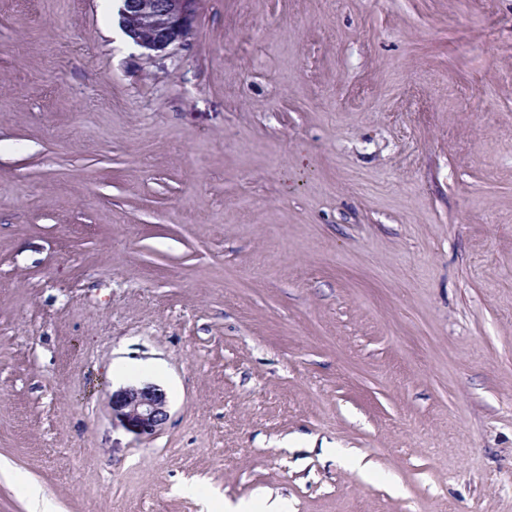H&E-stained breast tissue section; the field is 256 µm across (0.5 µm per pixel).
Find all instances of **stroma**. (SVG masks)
Here are the masks:
<instances>
[{
	"mask_svg": "<svg viewBox=\"0 0 512 512\" xmlns=\"http://www.w3.org/2000/svg\"><path fill=\"white\" fill-rule=\"evenodd\" d=\"M114 9L0 0V512H512V0ZM200 0H117L116 23L128 42L147 53L187 44ZM112 422L137 439H149L169 420L166 392L153 383L132 384L113 391L109 398Z\"/></svg>",
	"mask_w": 512,
	"mask_h": 512,
	"instance_id": "obj_1",
	"label": "stroma"
}]
</instances>
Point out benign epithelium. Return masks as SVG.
I'll return each instance as SVG.
<instances>
[{"instance_id":"benign-epithelium-1","label":"benign epithelium","mask_w":512,"mask_h":512,"mask_svg":"<svg viewBox=\"0 0 512 512\" xmlns=\"http://www.w3.org/2000/svg\"><path fill=\"white\" fill-rule=\"evenodd\" d=\"M199 0H117L116 23L128 42L147 53H167L187 44ZM112 422L137 439H149L169 420L166 392L153 383L112 392Z\"/></svg>"}]
</instances>
